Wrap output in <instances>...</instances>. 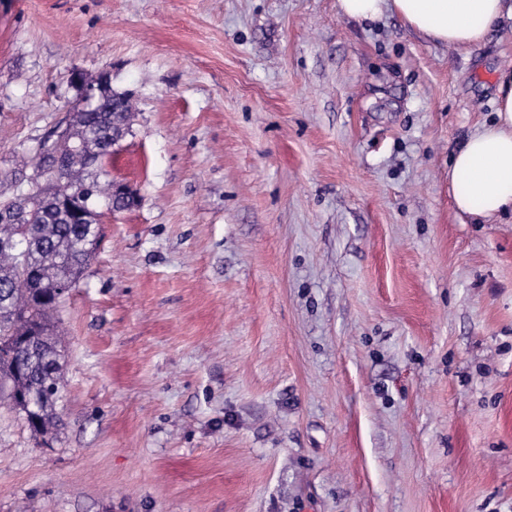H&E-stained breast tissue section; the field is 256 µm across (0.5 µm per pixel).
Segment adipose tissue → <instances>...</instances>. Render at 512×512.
Masks as SVG:
<instances>
[{
  "instance_id": "ef3b65f1",
  "label": "adipose tissue",
  "mask_w": 512,
  "mask_h": 512,
  "mask_svg": "<svg viewBox=\"0 0 512 512\" xmlns=\"http://www.w3.org/2000/svg\"><path fill=\"white\" fill-rule=\"evenodd\" d=\"M337 8L357 21L389 12L430 39L460 48L512 20V0H337ZM494 104V120L467 138L448 171L456 209L481 220L512 211V74L501 75Z\"/></svg>"
}]
</instances>
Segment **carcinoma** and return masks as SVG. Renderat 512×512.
Here are the masks:
<instances>
[{
	"label": "carcinoma",
	"mask_w": 512,
	"mask_h": 512,
	"mask_svg": "<svg viewBox=\"0 0 512 512\" xmlns=\"http://www.w3.org/2000/svg\"><path fill=\"white\" fill-rule=\"evenodd\" d=\"M102 111L110 121L98 124L82 112L69 121L68 134L46 172L32 159L33 184L17 199L0 200V208L25 216L23 224L0 222V400L36 438L57 429L56 403L65 385L61 341L51 323L59 301L50 292L61 281L77 283L99 244V212L79 222L59 195L91 189L95 200L112 201L111 183L93 165L112 130L130 129L133 105L125 93L108 92ZM35 392L40 404L34 418L20 398Z\"/></svg>",
	"instance_id": "obj_1"
}]
</instances>
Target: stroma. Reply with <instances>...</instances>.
I'll return each instance as SVG.
<instances>
[{
  "label": "stroma",
  "mask_w": 512,
  "mask_h": 512,
  "mask_svg": "<svg viewBox=\"0 0 512 512\" xmlns=\"http://www.w3.org/2000/svg\"><path fill=\"white\" fill-rule=\"evenodd\" d=\"M466 48L336 0H0V171L132 96L139 204L61 302L62 425L0 405V512H512V215L448 168Z\"/></svg>",
  "instance_id": "1"
}]
</instances>
